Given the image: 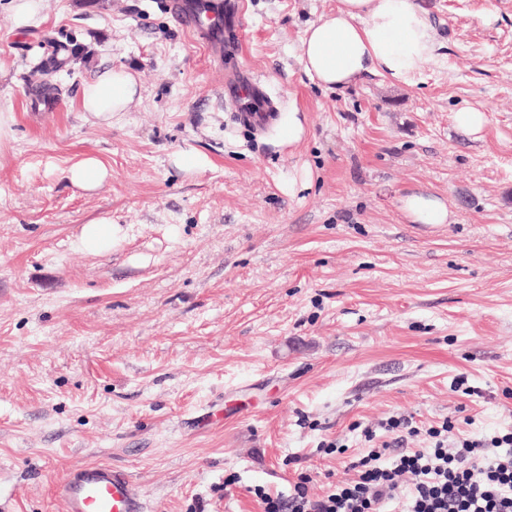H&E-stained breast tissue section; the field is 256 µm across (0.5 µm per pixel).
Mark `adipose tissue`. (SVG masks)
Masks as SVG:
<instances>
[{
  "mask_svg": "<svg viewBox=\"0 0 512 512\" xmlns=\"http://www.w3.org/2000/svg\"><path fill=\"white\" fill-rule=\"evenodd\" d=\"M298 51L306 75L328 89L368 73L407 83L432 60L435 35L420 0H337L335 10L305 29ZM138 94L136 73L109 67L84 84L81 109L108 124Z\"/></svg>",
  "mask_w": 512,
  "mask_h": 512,
  "instance_id": "1",
  "label": "adipose tissue"
}]
</instances>
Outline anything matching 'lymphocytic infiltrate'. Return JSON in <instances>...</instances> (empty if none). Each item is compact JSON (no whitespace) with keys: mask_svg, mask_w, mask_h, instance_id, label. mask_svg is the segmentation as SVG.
<instances>
[{"mask_svg":"<svg viewBox=\"0 0 512 512\" xmlns=\"http://www.w3.org/2000/svg\"><path fill=\"white\" fill-rule=\"evenodd\" d=\"M430 448L398 453L390 466L379 461L390 443L351 461L356 480L336 484L321 498L308 494L299 474L288 497L262 495L264 512H384L389 501L406 498L407 512H512V432L491 441H449L447 427L430 428ZM412 474L410 491L401 478Z\"/></svg>","mask_w":512,"mask_h":512,"instance_id":"1","label":"lymphocytic infiltrate"}]
</instances>
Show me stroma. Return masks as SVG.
I'll list each match as a JSON object with an SVG mask.
<instances>
[{"instance_id": "1", "label": "stroma", "mask_w": 512, "mask_h": 512, "mask_svg": "<svg viewBox=\"0 0 512 512\" xmlns=\"http://www.w3.org/2000/svg\"><path fill=\"white\" fill-rule=\"evenodd\" d=\"M0 0V512H64L71 468L124 469L147 512H264L300 472L320 497L382 420L512 430V0H421L433 60L410 83L325 90L298 58L336 0H245L221 60L169 0ZM52 37L75 50L35 96ZM141 93L111 124L80 107L103 66ZM277 104L240 123L234 74ZM485 112L470 135L456 110ZM296 112L299 139L278 122ZM95 157L97 188L68 170ZM441 197L447 224L401 200ZM110 220L99 252L84 225ZM337 443V451L326 448ZM11 8L19 26L39 23L37 0H11ZM112 242V223L98 221L84 225L78 238V247L85 252H98Z\"/></svg>"}]
</instances>
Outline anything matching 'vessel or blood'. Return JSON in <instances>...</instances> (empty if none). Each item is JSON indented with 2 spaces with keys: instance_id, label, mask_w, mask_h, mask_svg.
<instances>
[{
  "instance_id": "b4317fda",
  "label": "vessel or blood",
  "mask_w": 512,
  "mask_h": 512,
  "mask_svg": "<svg viewBox=\"0 0 512 512\" xmlns=\"http://www.w3.org/2000/svg\"><path fill=\"white\" fill-rule=\"evenodd\" d=\"M170 9L179 21L192 28L224 25L239 33L244 29L243 0H221L218 11L212 12L186 0H170ZM225 94H240L262 101V108L239 110L240 120L261 124L271 121L275 102L250 75L239 74L224 85ZM56 496L65 505V512H146V505L130 476L122 469L105 463L83 464L66 472L54 485Z\"/></svg>"
}]
</instances>
